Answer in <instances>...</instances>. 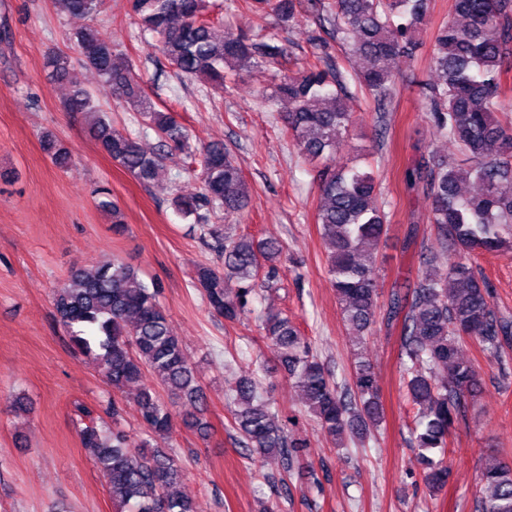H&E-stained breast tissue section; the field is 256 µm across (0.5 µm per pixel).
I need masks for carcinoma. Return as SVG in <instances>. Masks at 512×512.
Instances as JSON below:
<instances>
[{"label":"carcinoma","instance_id":"1","mask_svg":"<svg viewBox=\"0 0 512 512\" xmlns=\"http://www.w3.org/2000/svg\"><path fill=\"white\" fill-rule=\"evenodd\" d=\"M129 2L137 24L156 35L158 50L181 76L224 91L243 70L274 69L273 92L261 96L288 102L279 119L314 165L321 192L316 222L329 245L328 273L343 323L349 335L363 339L376 322L373 268L387 224L373 174L337 162L353 123L346 106L348 84L354 83L380 108L392 102V63L418 46L416 33L426 24L430 0H246L259 17L270 12L289 27L306 17L318 22L327 38H317V62L296 72L289 68L288 48L272 36L258 40L228 28L216 35L214 24L205 19L206 0ZM102 4L54 0L57 12L88 20L73 33L79 49H93L82 55L81 66L97 73L103 90L140 113L161 146L185 152L192 170L199 172L202 191L179 194L173 205L181 215L195 217L203 243L221 260L197 265L193 286L211 312L235 322L258 285L259 273L265 272L267 285L275 280L281 246L234 237L209 223L218 210L227 218L241 214L249 202V185L223 143L193 149L186 128L143 95L132 63L95 25ZM452 10L463 22H445L433 34L435 78L425 84L423 103L436 131L459 148L467 167L430 154L408 172L410 187L432 201L434 245L448 256V269L422 270L415 279L404 280L385 314L389 323L401 320V356L409 362L406 388L416 407L412 443L432 492L448 484V435L479 389L477 370L461 354L464 341L471 339L496 356L502 340L512 336V318L494 308L487 279L473 267L478 254L512 249V122L499 118L504 112L502 79L512 71V0H452ZM336 41L367 66L342 71L333 54ZM71 67V57L63 52L46 58L55 81L68 80ZM65 106L85 115L88 134L112 162L144 186L157 180L165 154L146 150L141 136L114 128L81 83L72 82ZM42 142L53 165L66 169L73 163L72 152L53 132H42ZM467 179L478 184L479 192H461ZM95 194L101 197L98 208L112 215L114 232H123L122 214L109 192L102 188ZM232 281L238 287H229ZM158 294L157 285L145 284L133 266L114 257L92 271L73 269L69 280L53 291L52 306L72 344L95 363L112 391L123 394L144 372L154 374L167 399L150 387L133 397L141 424L153 437L169 438L171 406L177 403L187 404L183 424L204 436L207 396ZM262 330L324 436L340 446L346 435L362 439L382 423L378 380L368 361L355 359L352 384L341 391L288 317L270 313ZM226 397L234 406L240 443L286 472L294 469L304 444L289 436L255 381L239 377ZM122 406L123 400L114 398L102 416L85 412L88 421L78 429L82 444L94 449L117 512H194L192 502L175 492L182 478L175 451L157 447L148 453L147 441L133 445L117 426ZM480 482V512H512V461L486 466Z\"/></svg>","mask_w":512,"mask_h":512}]
</instances>
